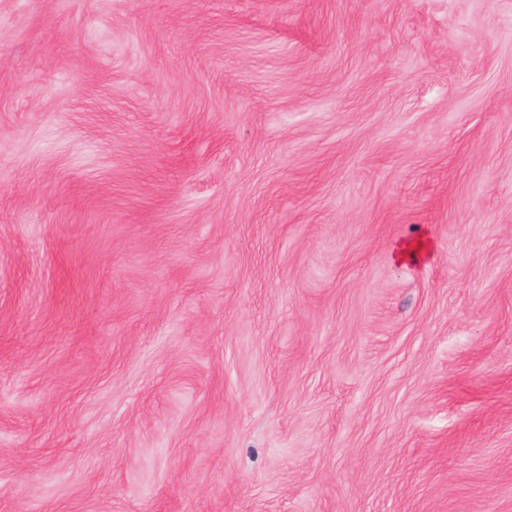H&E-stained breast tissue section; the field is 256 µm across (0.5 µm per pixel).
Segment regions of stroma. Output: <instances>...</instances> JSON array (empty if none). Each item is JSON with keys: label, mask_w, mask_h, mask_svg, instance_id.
Wrapping results in <instances>:
<instances>
[{"label": "stroma", "mask_w": 512, "mask_h": 512, "mask_svg": "<svg viewBox=\"0 0 512 512\" xmlns=\"http://www.w3.org/2000/svg\"><path fill=\"white\" fill-rule=\"evenodd\" d=\"M0 512H512V0H0Z\"/></svg>", "instance_id": "stroma-1"}]
</instances>
